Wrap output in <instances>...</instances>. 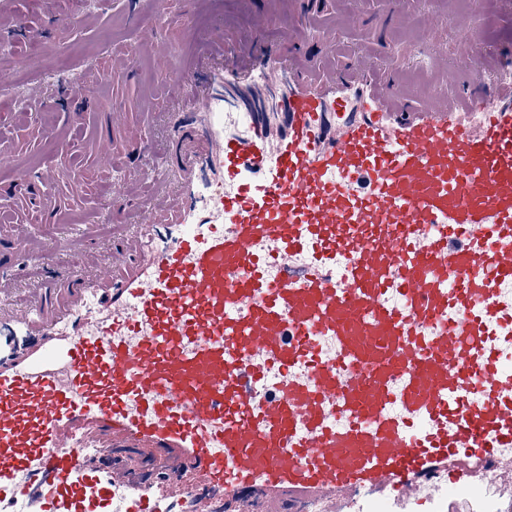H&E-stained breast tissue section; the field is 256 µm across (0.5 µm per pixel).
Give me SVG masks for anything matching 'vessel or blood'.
<instances>
[{"mask_svg":"<svg viewBox=\"0 0 512 512\" xmlns=\"http://www.w3.org/2000/svg\"><path fill=\"white\" fill-rule=\"evenodd\" d=\"M338 0L293 25L266 0L251 38L216 27L176 61L167 0L133 20L170 75L167 149L114 182L110 262L14 227L37 287L0 277V512H108L112 451L192 449L215 500L292 502L456 483L512 447V66L482 52L452 95L302 54ZM17 185H53L74 143ZM135 195L148 210L125 209ZM94 423L78 432L72 422ZM143 512H168L157 483Z\"/></svg>","mask_w":512,"mask_h":512,"instance_id":"b4317fda","label":"vessel or blood"}]
</instances>
